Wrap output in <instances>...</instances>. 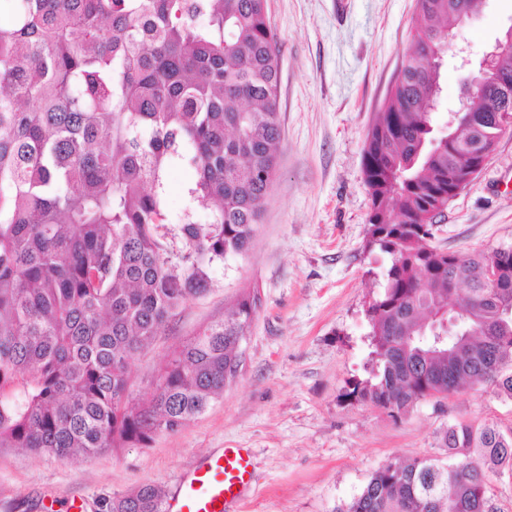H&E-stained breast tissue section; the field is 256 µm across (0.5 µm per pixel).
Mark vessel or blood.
Segmentation results:
<instances>
[{
  "label": "vessel or blood",
  "mask_w": 512,
  "mask_h": 512,
  "mask_svg": "<svg viewBox=\"0 0 512 512\" xmlns=\"http://www.w3.org/2000/svg\"><path fill=\"white\" fill-rule=\"evenodd\" d=\"M249 449L227 448L201 459L182 477L169 512H231L254 480Z\"/></svg>",
  "instance_id": "b4317fda"
}]
</instances>
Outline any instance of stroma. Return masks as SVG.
<instances>
[{"mask_svg":"<svg viewBox=\"0 0 512 512\" xmlns=\"http://www.w3.org/2000/svg\"><path fill=\"white\" fill-rule=\"evenodd\" d=\"M279 35L282 151L248 252L209 270L210 290L187 301L130 362L133 398H150L172 348L220 319L248 289L261 307L245 338L243 370L204 413L146 447L78 462L0 448V512H45L47 493L82 496L86 512L143 485L174 495L180 475L224 448H249L255 483L238 512H336L389 462L445 459L448 425L497 420L512 427V401L481 387L426 399L389 416L345 396L366 378L367 310L384 291L390 255L367 248L366 135L383 106L417 23L416 0H267ZM512 26V0H486L459 24L447 55L445 122L471 65ZM448 251L512 245V132L439 219Z\"/></svg>","mask_w":512,"mask_h":512,"instance_id":"1","label":"stroma"}]
</instances>
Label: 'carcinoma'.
I'll use <instances>...</instances> for the list:
<instances>
[{
  "label": "carcinoma",
  "mask_w": 512,
  "mask_h": 512,
  "mask_svg": "<svg viewBox=\"0 0 512 512\" xmlns=\"http://www.w3.org/2000/svg\"><path fill=\"white\" fill-rule=\"evenodd\" d=\"M412 49L364 149L368 246L392 256L369 307L370 376L346 397L402 415L465 383L512 400V247L428 244L451 190L491 156L502 110L446 133L433 113L458 24L451 0H417ZM0 447L60 459L147 446L203 413L233 382L261 306L245 291L177 346L154 392L131 403L130 360L209 268L248 251L281 149L278 34L267 0H0ZM192 171L168 227L166 175ZM186 249L170 258L168 235ZM498 278L492 280L489 274ZM448 462L388 463L337 512H500L490 475L512 474V428L455 423ZM144 485L106 512H162Z\"/></svg>",
  "instance_id": "1"
}]
</instances>
